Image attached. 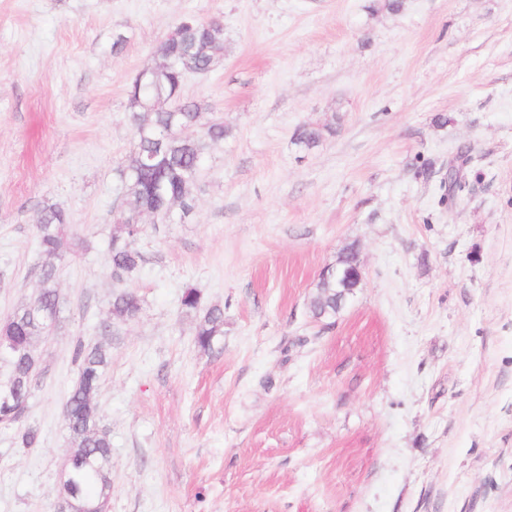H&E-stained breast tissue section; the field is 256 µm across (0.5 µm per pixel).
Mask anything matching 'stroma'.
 <instances>
[{
  "label": "stroma",
  "mask_w": 512,
  "mask_h": 512,
  "mask_svg": "<svg viewBox=\"0 0 512 512\" xmlns=\"http://www.w3.org/2000/svg\"><path fill=\"white\" fill-rule=\"evenodd\" d=\"M371 3L0 0V318L37 292L43 202L91 241L37 343L40 443L0 427V512L57 510L79 338L112 352L110 512H512V0ZM187 13L224 25L185 91L228 133L104 336L125 89ZM308 123L334 132L304 152ZM351 246L364 278L315 319ZM189 286L224 308L208 352ZM316 288L318 293L311 302L313 316L321 319L336 315V289L332 282H325L319 277ZM326 311H331L332 314H325L323 317H320Z\"/></svg>",
  "instance_id": "obj_1"
}]
</instances>
